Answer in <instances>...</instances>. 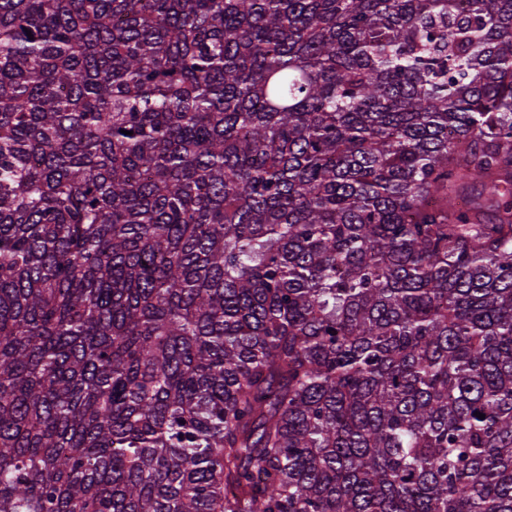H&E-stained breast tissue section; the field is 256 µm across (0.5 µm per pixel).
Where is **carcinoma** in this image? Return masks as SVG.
Returning a JSON list of instances; mask_svg holds the SVG:
<instances>
[{
    "label": "carcinoma",
    "mask_w": 512,
    "mask_h": 512,
    "mask_svg": "<svg viewBox=\"0 0 512 512\" xmlns=\"http://www.w3.org/2000/svg\"><path fill=\"white\" fill-rule=\"evenodd\" d=\"M0 512H512V0H0Z\"/></svg>",
    "instance_id": "carcinoma-1"
}]
</instances>
